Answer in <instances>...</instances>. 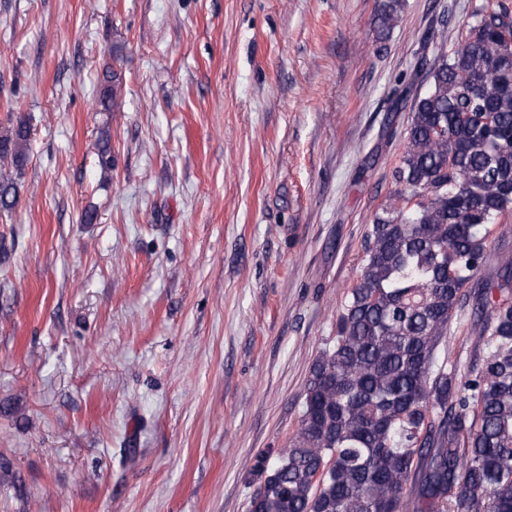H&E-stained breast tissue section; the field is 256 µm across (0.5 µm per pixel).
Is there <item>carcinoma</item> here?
<instances>
[{
  "instance_id": "cac0c4a2",
  "label": "carcinoma",
  "mask_w": 512,
  "mask_h": 512,
  "mask_svg": "<svg viewBox=\"0 0 512 512\" xmlns=\"http://www.w3.org/2000/svg\"><path fill=\"white\" fill-rule=\"evenodd\" d=\"M402 0H381L380 38ZM396 189L371 220L333 343L313 360L298 428L254 465L249 512H512V6L483 0L462 45L415 67ZM120 79L105 70L100 103ZM21 116L0 135V214L29 160ZM474 336L448 356L452 321Z\"/></svg>"
}]
</instances>
